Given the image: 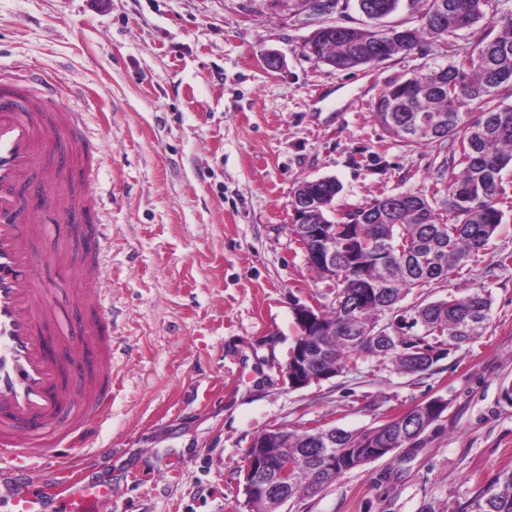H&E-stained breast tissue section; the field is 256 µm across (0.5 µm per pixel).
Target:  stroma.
<instances>
[{
  "instance_id": "1",
  "label": "stroma",
  "mask_w": 512,
  "mask_h": 512,
  "mask_svg": "<svg viewBox=\"0 0 512 512\" xmlns=\"http://www.w3.org/2000/svg\"><path fill=\"white\" fill-rule=\"evenodd\" d=\"M311 31L288 0H0V71L39 68L101 137L112 415L90 466L112 483V512H250L240 464L264 430L363 432L433 398L448 406L415 444L287 512H466L512 470L510 209L463 269L402 301L485 289L477 341L424 374L364 355L304 388L283 376L296 307L336 300L290 234L295 184L336 178L341 214L383 193L429 197L454 149L401 146L373 116L389 82L452 63L440 42L339 71L307 57ZM39 233L38 276L66 332L77 285L49 250L81 246L58 218Z\"/></svg>"
}]
</instances>
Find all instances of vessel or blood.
I'll return each mask as SVG.
<instances>
[{
    "mask_svg": "<svg viewBox=\"0 0 512 512\" xmlns=\"http://www.w3.org/2000/svg\"><path fill=\"white\" fill-rule=\"evenodd\" d=\"M69 148L86 162L82 186H72L69 173L58 170L55 181L68 187V197L33 206L49 157L65 159ZM98 150L82 113L51 94L40 75L18 84L0 80V469L23 480L11 512H44L43 491L60 489L67 492L64 512L112 509L110 484L64 482L58 470L44 465L48 455L65 460L94 447V427L112 413V311L100 288L106 226L91 187L90 158ZM56 204L66 215L81 214L88 241L81 265L68 270L80 282L79 302L89 311L81 349L72 355L57 352L48 338L57 315L38 286L29 230Z\"/></svg>",
    "mask_w": 512,
    "mask_h": 512,
    "instance_id": "obj_1",
    "label": "vessel or blood"
}]
</instances>
